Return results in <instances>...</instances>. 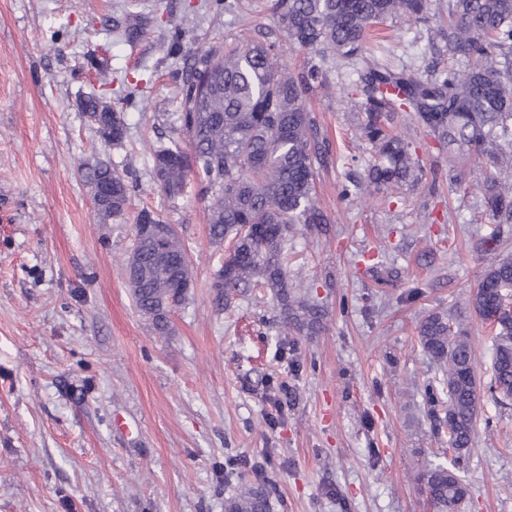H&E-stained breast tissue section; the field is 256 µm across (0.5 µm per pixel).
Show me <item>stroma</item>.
<instances>
[{
    "mask_svg": "<svg viewBox=\"0 0 512 512\" xmlns=\"http://www.w3.org/2000/svg\"><path fill=\"white\" fill-rule=\"evenodd\" d=\"M273 0H0V512H224L244 484L270 512H432L417 480L455 452L430 415V368L416 328L469 313L485 268L478 239L512 253V223L483 212L485 171L449 161L447 143L397 114L420 167L396 191L343 196L375 153L337 61L310 100L332 149L315 184L328 232L295 225L288 281L327 315L312 337L286 334L270 295L214 305L221 251L196 186L158 193L152 152L167 144L185 73L166 54L186 21L200 45L274 23ZM430 19L380 27L378 59L435 76L448 57ZM104 95L124 115L123 146L103 144L79 107ZM127 173L124 220L101 223L76 161ZM188 250L192 285L156 335L125 266L142 208ZM464 461L461 512H512V402L481 394Z\"/></svg>",
    "mask_w": 512,
    "mask_h": 512,
    "instance_id": "obj_1",
    "label": "stroma"
}]
</instances>
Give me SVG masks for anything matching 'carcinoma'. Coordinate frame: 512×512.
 Returning a JSON list of instances; mask_svg holds the SVG:
<instances>
[{
	"mask_svg": "<svg viewBox=\"0 0 512 512\" xmlns=\"http://www.w3.org/2000/svg\"><path fill=\"white\" fill-rule=\"evenodd\" d=\"M431 0H275L274 27L256 36L196 46L194 29L181 30L177 51L188 75L180 91L181 112L170 145L151 156L152 178L170 200L184 194L189 182L198 187L208 207L211 244L228 240L235 257L216 271L218 308L239 289L262 288L280 306L282 324L297 336H315L323 311L307 291L288 283V233L296 224H328L318 205L314 184L329 163L330 143L321 134L307 99L328 80L336 59L363 57L372 29L386 21L408 23L428 18ZM313 54L299 71L280 62V39ZM448 58L454 65L441 77L422 80L367 61L357 87L365 114L362 132L377 159L364 185L366 191L416 177L415 163L404 139L388 132L386 121L396 112L411 119L448 145L475 153L484 162L489 215L499 224L512 222V181L501 173L512 168V0H448L444 32ZM81 110L92 119L99 137L122 144L126 123L102 97L90 94ZM89 184L112 183V197L99 202L104 218L122 219L129 205L128 184L112 164L101 160L79 165ZM490 236L481 252L490 257L469 307L481 321H492V378L489 392L498 403L512 401V312L490 318L489 312L512 296V254L501 255ZM138 264L126 271L135 283L131 295L155 333L169 334V315L187 295L178 292L187 251L175 237L167 250L150 238L135 235ZM418 343L436 368L430 402L444 410L448 442L457 452L449 465L439 463L418 474L433 512H458L468 488L460 457L470 452L481 410V383L468 324L461 317L435 312L417 329ZM224 512H270L262 486L244 485L224 500Z\"/></svg>",
	"mask_w": 512,
	"mask_h": 512,
	"instance_id": "cac0c4a2",
	"label": "carcinoma"
}]
</instances>
